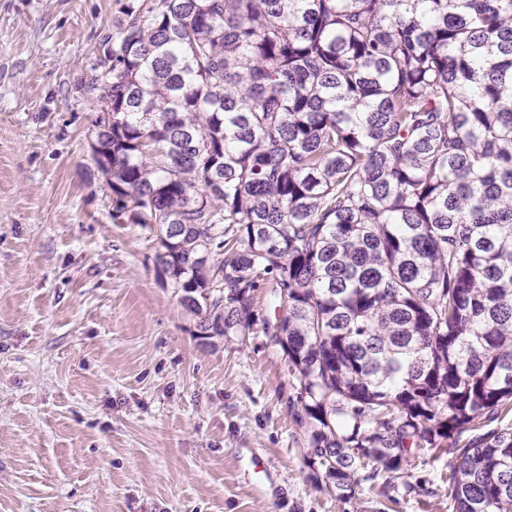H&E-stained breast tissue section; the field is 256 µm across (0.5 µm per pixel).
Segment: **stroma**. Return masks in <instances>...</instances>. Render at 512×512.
Listing matches in <instances>:
<instances>
[{
	"instance_id": "obj_1",
	"label": "stroma",
	"mask_w": 512,
	"mask_h": 512,
	"mask_svg": "<svg viewBox=\"0 0 512 512\" xmlns=\"http://www.w3.org/2000/svg\"><path fill=\"white\" fill-rule=\"evenodd\" d=\"M124 0H0V512H449L452 452L338 496L282 347L210 348L90 148Z\"/></svg>"
}]
</instances>
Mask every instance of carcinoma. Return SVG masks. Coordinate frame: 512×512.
I'll return each mask as SVG.
<instances>
[{"mask_svg":"<svg viewBox=\"0 0 512 512\" xmlns=\"http://www.w3.org/2000/svg\"><path fill=\"white\" fill-rule=\"evenodd\" d=\"M122 13L93 159L195 335H248L272 284L327 486L447 446L453 512H512V427L487 428L512 412V0Z\"/></svg>","mask_w":512,"mask_h":512,"instance_id":"1","label":"carcinoma"}]
</instances>
